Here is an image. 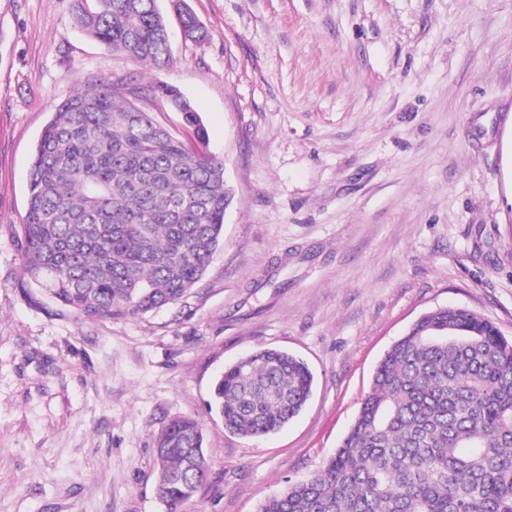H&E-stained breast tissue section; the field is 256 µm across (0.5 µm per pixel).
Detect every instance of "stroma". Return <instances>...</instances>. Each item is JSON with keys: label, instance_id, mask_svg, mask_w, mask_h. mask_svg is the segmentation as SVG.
<instances>
[{"label": "stroma", "instance_id": "35a3bbf8", "mask_svg": "<svg viewBox=\"0 0 512 512\" xmlns=\"http://www.w3.org/2000/svg\"><path fill=\"white\" fill-rule=\"evenodd\" d=\"M200 40L149 69L72 23L74 0H0V512H168L155 439L198 419L208 479L179 512H257L335 452L375 369L423 313L512 339V0H188ZM177 86L224 162V244L174 306L89 320L23 273L34 148L74 89ZM277 348L315 376L261 439L208 407Z\"/></svg>", "mask_w": 512, "mask_h": 512}]
</instances>
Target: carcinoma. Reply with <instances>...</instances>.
Segmentation results:
<instances>
[{
  "mask_svg": "<svg viewBox=\"0 0 512 512\" xmlns=\"http://www.w3.org/2000/svg\"><path fill=\"white\" fill-rule=\"evenodd\" d=\"M158 0H75L74 22L113 52L161 67L171 60ZM186 39L205 30L173 6ZM165 100L198 149L135 103ZM232 193L206 129L167 84L105 79L57 105L36 144L20 225L30 280L91 320L140 317L175 304L224 244ZM314 376L281 350L254 351L211 389L224 429L260 438L311 396ZM158 490L173 512L207 478L198 420H172L157 439ZM258 512H512V342L460 307L425 313L379 362L349 432L313 476Z\"/></svg>",
  "mask_w": 512,
  "mask_h": 512,
  "instance_id": "carcinoma-1",
  "label": "carcinoma"
}]
</instances>
